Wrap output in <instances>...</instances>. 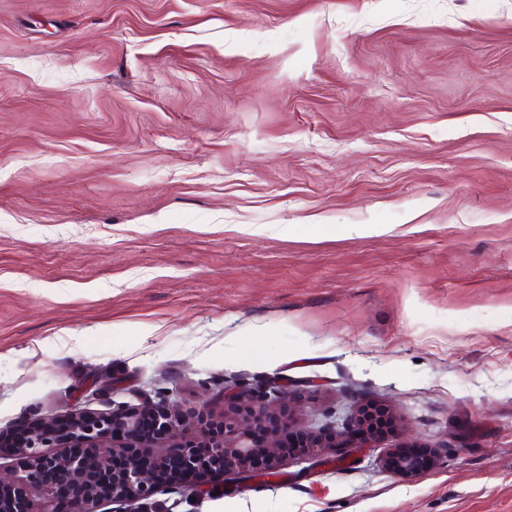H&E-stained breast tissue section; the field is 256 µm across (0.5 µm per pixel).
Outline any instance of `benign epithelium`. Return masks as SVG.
Wrapping results in <instances>:
<instances>
[{"label": "benign epithelium", "mask_w": 512, "mask_h": 512, "mask_svg": "<svg viewBox=\"0 0 512 512\" xmlns=\"http://www.w3.org/2000/svg\"><path fill=\"white\" fill-rule=\"evenodd\" d=\"M288 399V391L275 382L269 383L258 396L247 387L234 384L224 387L223 414L215 415L207 399L189 411V414L201 426L216 419L222 421L223 433L212 438L211 444L213 453L224 460V474L246 479L267 478L277 473L279 456L276 448L280 447V436L293 429L292 415L288 414L281 420L279 432L271 436L261 449L252 439V430L259 419L275 412ZM147 411L153 414L156 423L161 427L159 440L147 444V447L157 448L165 444L169 448L178 449V453L184 455V465L190 474L187 487L192 492H202L213 472L209 466L198 463L188 451L179 447L177 431L183 426L184 413L163 407H151L147 410L131 408L121 418L116 419L111 413L82 410L65 415L71 422L65 431L56 429L48 422L28 428L18 448L19 473L0 477V493L6 489H14L18 493V499L10 500L7 508L0 501V512H32L23 488L42 483L44 473L49 470L64 467L77 479L84 480L91 464L103 466L117 453L113 437L116 426L133 428ZM365 413L366 406L359 407L352 420L335 424L329 431L330 438L314 442L303 456L317 462L344 460L360 448L372 447L379 434L367 429ZM75 444L90 449V454L49 452L51 448L67 449ZM260 450L269 457V464L257 470L249 465V460ZM384 465L401 476H409L419 471L416 459L405 446L391 449L384 458ZM162 491L163 487L155 484L152 460L149 457L131 459L120 479L112 481L114 502L149 500ZM100 503L101 496L88 485L68 499L50 500L44 512H99Z\"/></svg>", "instance_id": "1"}]
</instances>
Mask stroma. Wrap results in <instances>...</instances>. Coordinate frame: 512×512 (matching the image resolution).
<instances>
[{"label":"stroma","mask_w":512,"mask_h":512,"mask_svg":"<svg viewBox=\"0 0 512 512\" xmlns=\"http://www.w3.org/2000/svg\"><path fill=\"white\" fill-rule=\"evenodd\" d=\"M272 381L394 426L102 512H512V0H0V438ZM366 412V405H363L358 408L352 420L336 422L330 431L323 432L330 434L327 441H315L301 456L314 459L315 462L344 460L359 448H372L380 435L367 429ZM407 448L411 447L406 445L391 449L384 458L385 467L391 472L401 476H409L418 472L420 468L418 467L417 461ZM411 450L420 456L422 461H425L426 458L419 449L411 448Z\"/></svg>","instance_id":"stroma-1"}]
</instances>
